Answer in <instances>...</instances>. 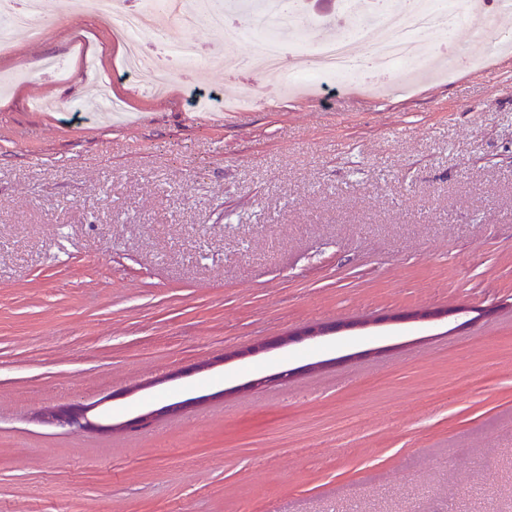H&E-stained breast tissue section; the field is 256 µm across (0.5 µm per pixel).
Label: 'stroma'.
<instances>
[{
    "label": "stroma",
    "mask_w": 512,
    "mask_h": 512,
    "mask_svg": "<svg viewBox=\"0 0 512 512\" xmlns=\"http://www.w3.org/2000/svg\"><path fill=\"white\" fill-rule=\"evenodd\" d=\"M304 9L307 46L342 34L343 0ZM39 23L0 57V512H512V60L463 24L478 68L389 95L205 55L152 98L85 69L90 13ZM102 81L127 121L82 110ZM338 320L336 362L248 387L257 345ZM199 385L141 432L40 420Z\"/></svg>",
    "instance_id": "obj_1"
}]
</instances>
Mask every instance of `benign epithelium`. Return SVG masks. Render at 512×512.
Wrapping results in <instances>:
<instances>
[{
    "label": "benign epithelium",
    "instance_id": "obj_1",
    "mask_svg": "<svg viewBox=\"0 0 512 512\" xmlns=\"http://www.w3.org/2000/svg\"><path fill=\"white\" fill-rule=\"evenodd\" d=\"M469 312L482 313L477 307H457L448 309H435L414 312L409 315L411 319L420 321L441 320L451 315ZM353 327L351 323L329 322L316 326L306 327L298 332L284 337L264 342L254 348V352L261 353L276 349L290 347L295 344H307L313 348L320 347L325 338L336 335ZM211 398L209 394L167 403L159 408H148L133 418L122 420L104 405V401L83 404L70 403L47 408L43 417L47 422L61 427L80 429L90 432L100 431H140L151 427L157 420L173 414H180L184 410L203 403Z\"/></svg>",
    "mask_w": 512,
    "mask_h": 512
}]
</instances>
